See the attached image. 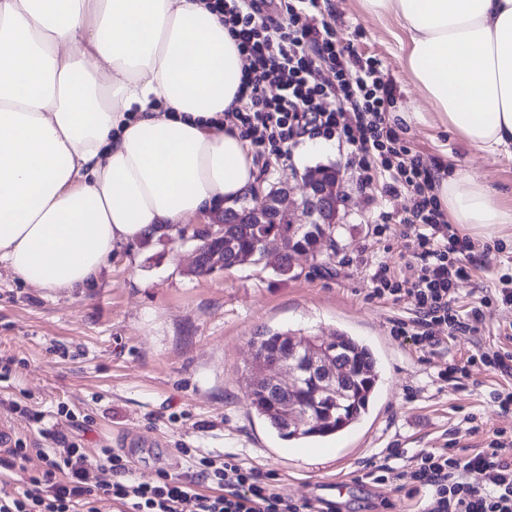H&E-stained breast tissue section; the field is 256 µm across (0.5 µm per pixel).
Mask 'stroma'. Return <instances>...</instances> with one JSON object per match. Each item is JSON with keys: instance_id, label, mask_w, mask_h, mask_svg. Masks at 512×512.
<instances>
[{"instance_id": "1", "label": "stroma", "mask_w": 512, "mask_h": 512, "mask_svg": "<svg viewBox=\"0 0 512 512\" xmlns=\"http://www.w3.org/2000/svg\"><path fill=\"white\" fill-rule=\"evenodd\" d=\"M342 44L379 62L395 85L389 117L401 120V136L427 162L458 161L474 176L496 185L512 207V158L488 156L464 147L434 124L402 121L406 112L430 106L418 91L404 61L394 22L366 16L360 0H324ZM292 145L287 160L259 171L255 195L285 182L300 190L307 168L332 164L342 172L343 202L335 248L317 256L299 255L294 278L277 277L271 267L245 265L208 276L183 269L192 249L177 229L169 242L116 244L97 280L75 291H43L25 284L0 264V426L24 446L49 447L42 435L54 428L76 445L119 448L138 435L150 445L131 459L134 475L155 481L158 470L183 474L180 451L232 456L274 479L289 497L308 501L313 482L335 476L346 488L339 512H415L406 491L363 479L364 465L384 448L401 451L402 462L446 440L475 448L494 433H512V413H501L490 398L501 377L480 363L467 364L471 337L449 336L437 328L441 343L421 351L391 334L394 319L410 316L407 304L371 298L372 283L351 260L364 251L405 270L413 260L410 240L398 224L378 232L379 212L401 216L409 194L393 198L365 195L349 148L303 156ZM491 254L472 268L460 295L461 306L489 297L482 328L484 343L504 341L512 330V308L494 300L501 276H512V227L485 238ZM332 336L344 331L370 345L378 358L379 388L369 414L355 427L320 440L327 456L311 455L306 444L281 440L250 411L244 377L253 366L255 336L264 330ZM467 366L457 385L442 386L440 369ZM70 419H56L58 406Z\"/></svg>"}]
</instances>
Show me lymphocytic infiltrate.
<instances>
[{"label": "lymphocytic infiltrate", "mask_w": 512, "mask_h": 512, "mask_svg": "<svg viewBox=\"0 0 512 512\" xmlns=\"http://www.w3.org/2000/svg\"><path fill=\"white\" fill-rule=\"evenodd\" d=\"M214 11L239 42L246 64L232 118L254 160L287 157L304 135L334 137L349 148L359 170V189L383 194L407 193L411 205L398 219L401 236L415 248L408 273L396 274L381 260H366L372 298L411 306L409 319L394 322L395 335L419 349L438 345L433 329L449 335H480L481 305L457 308L469 283V262L486 257L490 246L476 244L449 224L435 193L438 165H426L411 153L391 121L387 106L394 87L372 62L341 45L320 0H291L287 22L265 12L266 0H210ZM334 82L310 79L320 69ZM275 94H268V87ZM50 448L0 449V473H23L21 491L0 493V512H313L312 503L285 496L278 485L234 457L200 456L183 449L192 464L183 476L161 474L156 483L131 475L129 462L110 448L96 451L54 437ZM395 449L381 451L369 476L377 484H396L418 498L419 512H512V437L496 432L487 447L460 451L431 448L413 463L397 464ZM37 459L33 474L25 464ZM480 473L482 484L469 476Z\"/></svg>", "instance_id": "1"}]
</instances>
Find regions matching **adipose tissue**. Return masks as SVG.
<instances>
[{
	"label": "adipose tissue",
	"mask_w": 512,
	"mask_h": 512,
	"mask_svg": "<svg viewBox=\"0 0 512 512\" xmlns=\"http://www.w3.org/2000/svg\"><path fill=\"white\" fill-rule=\"evenodd\" d=\"M395 18L416 113L465 147L512 156V0H360ZM244 56L205 0H0V263L48 291L89 284L116 243L207 219L256 185L235 108ZM455 223L512 224L458 168Z\"/></svg>",
	"instance_id": "adipose-tissue-1"
}]
</instances>
